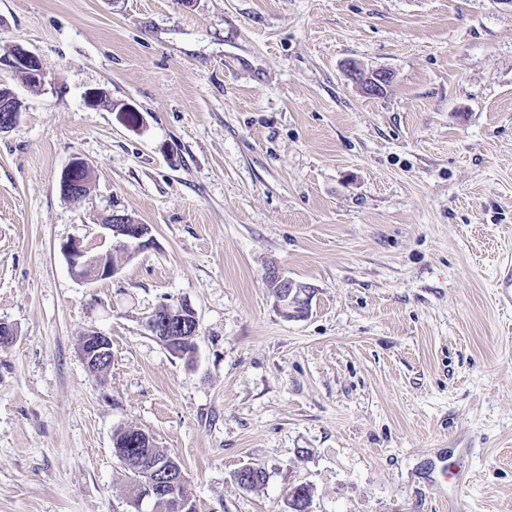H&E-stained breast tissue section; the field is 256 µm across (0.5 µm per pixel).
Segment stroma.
I'll list each match as a JSON object with an SVG mask.
<instances>
[{
  "mask_svg": "<svg viewBox=\"0 0 512 512\" xmlns=\"http://www.w3.org/2000/svg\"><path fill=\"white\" fill-rule=\"evenodd\" d=\"M16 44L46 77L0 67L21 103L0 133V512H133L129 427L196 512H286L299 485L312 512H512V6L0 0V55ZM353 62L392 73L384 94ZM76 156L94 178L73 200ZM115 212L153 245L128 255ZM73 239L117 274L79 281ZM271 268L312 288L307 315L283 316ZM165 303L195 310L192 357L146 330ZM350 79L364 94L381 95L392 80V74L386 70L365 73L357 65L350 70ZM92 167L84 159L74 157L62 170L59 178L61 192L71 198H80L89 190ZM79 353L89 369L91 366L110 363L112 362V343L107 336L97 331H89L84 334Z\"/></svg>",
  "mask_w": 512,
  "mask_h": 512,
  "instance_id": "1",
  "label": "stroma"
}]
</instances>
